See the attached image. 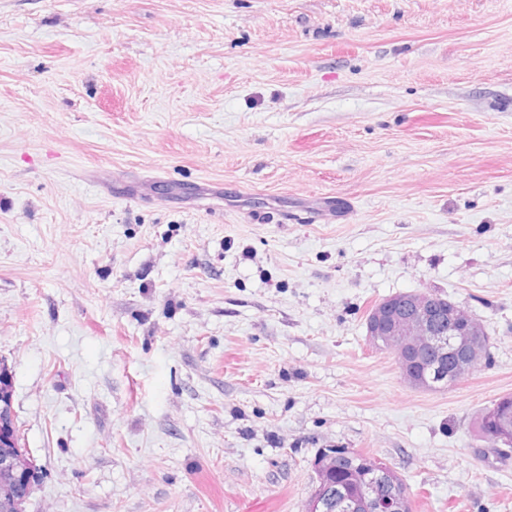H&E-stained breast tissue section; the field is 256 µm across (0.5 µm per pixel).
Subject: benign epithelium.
<instances>
[{
  "label": "benign epithelium",
  "instance_id": "obj_1",
  "mask_svg": "<svg viewBox=\"0 0 512 512\" xmlns=\"http://www.w3.org/2000/svg\"><path fill=\"white\" fill-rule=\"evenodd\" d=\"M369 342L391 353L404 379L410 384L437 389L448 384V374L472 369L485 358L484 341L479 326L471 316L448 304V300L428 293H406L387 297L375 305L366 318ZM18 434L13 420L0 422V447L14 446L11 453L0 457V470L11 476V482L0 486V498L13 496L11 484L27 472L26 493L33 489L37 464L26 449L17 447ZM485 438L496 444L512 445V429L489 426ZM390 465L377 461L369 466L362 480L351 486L352 508L357 512H403L404 500L390 496L389 501L368 485L384 487L389 480Z\"/></svg>",
  "mask_w": 512,
  "mask_h": 512
}]
</instances>
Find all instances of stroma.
<instances>
[{
  "label": "stroma",
  "instance_id": "1",
  "mask_svg": "<svg viewBox=\"0 0 512 512\" xmlns=\"http://www.w3.org/2000/svg\"><path fill=\"white\" fill-rule=\"evenodd\" d=\"M403 292L481 365L409 385ZM0 360L25 512H305L326 448L512 512V0H0ZM394 296L381 300L367 316L366 336L395 357L411 385L437 389L455 384L485 358V334L466 311L434 294ZM448 302L453 305L447 309ZM448 360L453 363L450 371ZM458 371L463 372L448 383V373Z\"/></svg>",
  "mask_w": 512,
  "mask_h": 512
}]
</instances>
